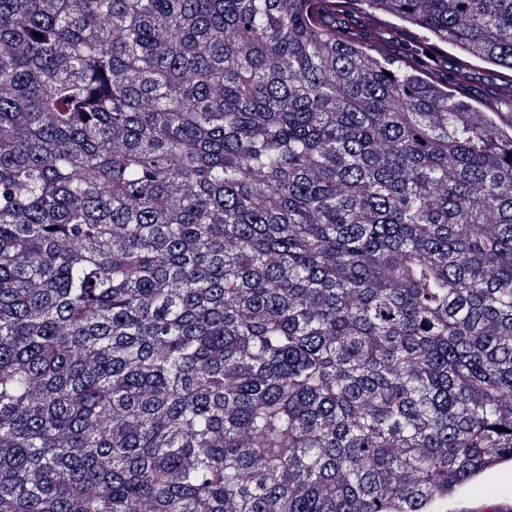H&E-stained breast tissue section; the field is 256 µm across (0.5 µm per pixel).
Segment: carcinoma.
<instances>
[{
    "label": "carcinoma",
    "instance_id": "carcinoma-1",
    "mask_svg": "<svg viewBox=\"0 0 512 512\" xmlns=\"http://www.w3.org/2000/svg\"><path fill=\"white\" fill-rule=\"evenodd\" d=\"M512 0H0V512H430L512 462ZM372 26L381 29L388 38L386 45L390 54L400 55L405 49L422 47L423 31L416 26L403 24L397 18L384 13H378L371 20ZM500 71L498 67L477 61L473 66L471 81L464 88V92L485 110L493 109V92L499 81Z\"/></svg>",
    "mask_w": 512,
    "mask_h": 512
}]
</instances>
